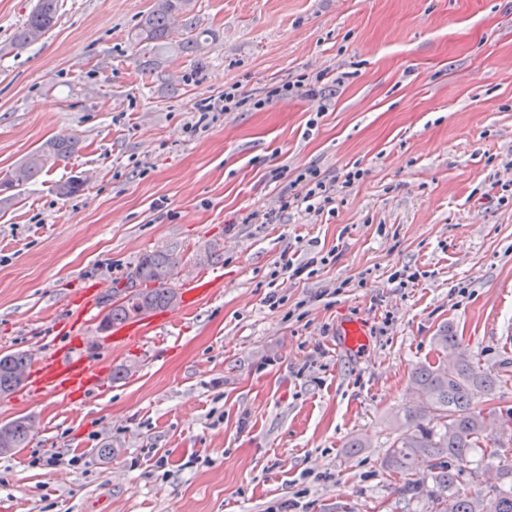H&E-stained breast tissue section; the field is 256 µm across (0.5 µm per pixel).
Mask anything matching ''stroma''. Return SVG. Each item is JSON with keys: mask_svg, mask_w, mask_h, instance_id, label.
Listing matches in <instances>:
<instances>
[{"mask_svg": "<svg viewBox=\"0 0 512 512\" xmlns=\"http://www.w3.org/2000/svg\"><path fill=\"white\" fill-rule=\"evenodd\" d=\"M34 3L0 0V177L49 138L81 144L0 210V353L73 348L109 387L68 406L29 383L0 398V424L39 426L0 456V512H95L105 489L109 512H422L382 460L441 329L502 379L477 409L512 408V0H198L202 54L148 61L132 33L153 0H60L54 29L13 48ZM323 70L340 80L318 99L185 132L231 84L260 98ZM355 164L367 176L337 188L333 215L242 223L275 211L271 169L339 181ZM168 248L219 293L112 354L100 315ZM331 250L269 288L276 262ZM405 266L420 278L402 287L390 276ZM347 317L369 326L357 353L339 343Z\"/></svg>", "mask_w": 512, "mask_h": 512, "instance_id": "35a3bbf8", "label": "stroma"}]
</instances>
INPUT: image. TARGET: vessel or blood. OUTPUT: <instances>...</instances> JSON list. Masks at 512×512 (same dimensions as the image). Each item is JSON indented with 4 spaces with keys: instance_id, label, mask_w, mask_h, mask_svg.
Returning <instances> with one entry per match:
<instances>
[{
    "instance_id": "b4317fda",
    "label": "vessel or blood",
    "mask_w": 512,
    "mask_h": 512,
    "mask_svg": "<svg viewBox=\"0 0 512 512\" xmlns=\"http://www.w3.org/2000/svg\"><path fill=\"white\" fill-rule=\"evenodd\" d=\"M220 285V280L204 269L189 275L181 284L185 312H192L201 300L216 293ZM163 321L162 313L153 312L135 321L114 324L107 340L114 353H121L135 337L154 332ZM342 330L344 343L349 350L356 351L365 346L368 333L364 323L349 321L344 323ZM32 381L57 402L65 404L79 394L99 390L104 386L99 371L74 353L56 358H40L32 374Z\"/></svg>"
}]
</instances>
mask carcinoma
Instances as JSON below:
<instances>
[{"instance_id": "1", "label": "carcinoma", "mask_w": 512, "mask_h": 512, "mask_svg": "<svg viewBox=\"0 0 512 512\" xmlns=\"http://www.w3.org/2000/svg\"><path fill=\"white\" fill-rule=\"evenodd\" d=\"M59 0H36L15 34V44L28 46L42 40L56 25ZM195 0H154L142 16L135 42L142 54L173 48L196 54L209 39L194 14ZM71 136L56 137L28 153L0 179V209L15 200L14 190L37 178L45 169L78 150ZM171 250L146 254L135 266L130 285L112 301L103 319L105 327L140 315L164 310L178 301L177 289L160 279V273L179 267ZM31 358L25 352L0 356V397L20 388L27 379ZM500 379L469 361H441L415 370L411 378L412 405L402 411L403 426L385 455V466L402 478L396 488L408 502L424 500L428 512H512V466L496 472V483L485 489L463 488L459 472L468 470L480 484L483 459H493L498 449L489 447V417L475 409L477 398L490 394ZM31 422L19 417L0 431V454L25 446Z\"/></svg>"}]
</instances>
